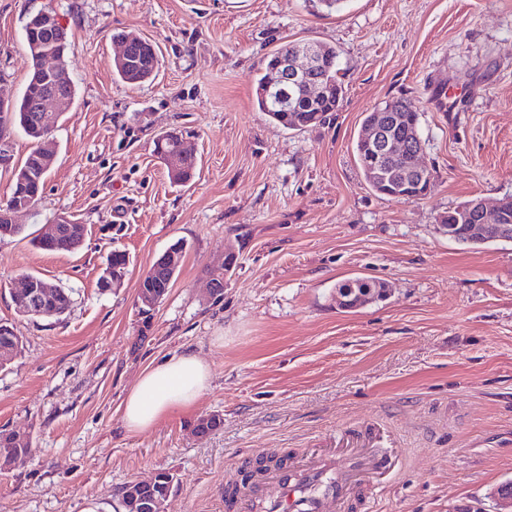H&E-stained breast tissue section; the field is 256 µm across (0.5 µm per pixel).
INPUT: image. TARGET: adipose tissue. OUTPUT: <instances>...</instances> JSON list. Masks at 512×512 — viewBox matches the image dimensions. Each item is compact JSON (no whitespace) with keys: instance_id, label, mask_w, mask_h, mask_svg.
<instances>
[{"instance_id":"adipose-tissue-1","label":"adipose tissue","mask_w":512,"mask_h":512,"mask_svg":"<svg viewBox=\"0 0 512 512\" xmlns=\"http://www.w3.org/2000/svg\"><path fill=\"white\" fill-rule=\"evenodd\" d=\"M211 377L209 366L192 353L148 366L122 403L127 429L143 432L171 413L193 407L209 389Z\"/></svg>"}]
</instances>
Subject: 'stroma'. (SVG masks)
I'll return each mask as SVG.
<instances>
[{
    "label": "stroma",
    "instance_id": "stroma-1",
    "mask_svg": "<svg viewBox=\"0 0 512 512\" xmlns=\"http://www.w3.org/2000/svg\"><path fill=\"white\" fill-rule=\"evenodd\" d=\"M68 31L74 106L53 132L54 165L26 238L0 241V322L21 352L0 368V431L31 452L0 470V512H122V489L175 478L165 512H224L229 484L272 458L390 448L399 466L372 512H493L512 480V242L457 243L438 225L471 199L512 196V0H0V94L21 96L29 15ZM160 51L156 78L115 80L118 35ZM340 51L344 94L302 131L255 104L262 60L286 42ZM466 89L435 108L434 85ZM405 98L420 114L431 184L375 192L353 152L364 117ZM174 131L197 152L171 183L155 151ZM86 224L80 250L33 249L55 219ZM183 261L143 319L142 272L171 244ZM120 287L98 279L112 250ZM233 254L220 299L209 270ZM26 274L69 290L61 317H27L12 292ZM369 277L384 298L355 310L338 284ZM190 352L212 370L192 409L126 430L120 405L144 368ZM221 425L200 437L198 419Z\"/></svg>",
    "mask_w": 512,
    "mask_h": 512
}]
</instances>
